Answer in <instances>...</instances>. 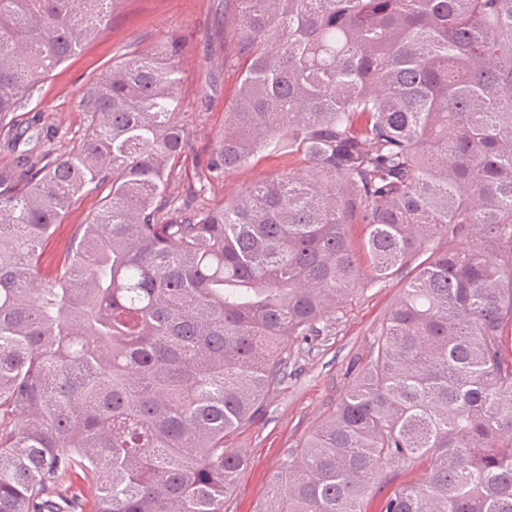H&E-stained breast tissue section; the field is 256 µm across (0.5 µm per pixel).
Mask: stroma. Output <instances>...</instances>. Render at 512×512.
Segmentation results:
<instances>
[{
    "label": "stroma",
    "mask_w": 512,
    "mask_h": 512,
    "mask_svg": "<svg viewBox=\"0 0 512 512\" xmlns=\"http://www.w3.org/2000/svg\"><path fill=\"white\" fill-rule=\"evenodd\" d=\"M230 14L226 0H127L106 28L33 93L20 116L29 135L17 140L0 131V166L14 164L22 154L41 158L75 148L87 122L80 103L83 90L102 79L113 61L163 39L179 44L175 61L188 88L184 110L190 154L205 160L247 66L246 58L234 50ZM304 167L300 158L269 155L200 191L189 192L187 180L181 179L170 184L168 193L189 199L193 208H210L244 185ZM102 195V190L90 187L73 201L42 248V278L59 274L75 226L88 221ZM408 279V274H397L356 289L330 335L309 338L292 356L288 376L265 410L226 438V448L246 455L248 465L225 498L224 512H261L286 458L296 455L308 433L332 413L369 356L373 331L394 307Z\"/></svg>",
    "instance_id": "obj_1"
}]
</instances>
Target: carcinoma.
Here are the masks:
<instances>
[{
    "label": "carcinoma",
    "instance_id": "carcinoma-1",
    "mask_svg": "<svg viewBox=\"0 0 512 512\" xmlns=\"http://www.w3.org/2000/svg\"><path fill=\"white\" fill-rule=\"evenodd\" d=\"M124 2L0 0L1 130ZM232 2L249 64L191 176L272 154L306 173L177 204L169 40L87 88L75 149L0 167V512H75L76 469L89 512H224L247 466L225 437L357 286L409 266L262 512H366L386 465L420 460L381 512H512V0ZM90 185L109 192L46 280L43 243Z\"/></svg>",
    "mask_w": 512,
    "mask_h": 512
}]
</instances>
